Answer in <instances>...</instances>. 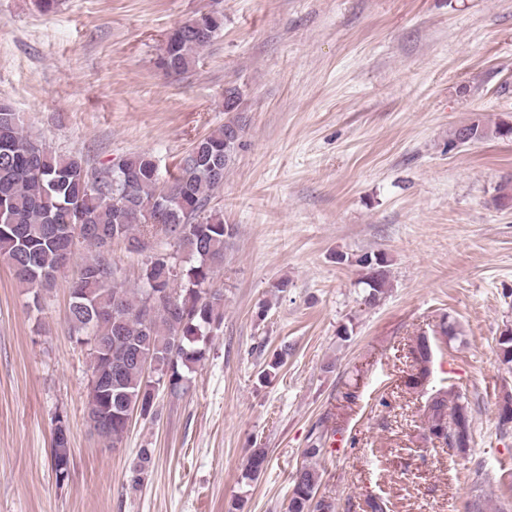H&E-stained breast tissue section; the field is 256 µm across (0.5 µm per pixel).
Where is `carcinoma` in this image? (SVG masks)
<instances>
[{"label":"carcinoma","instance_id":"1","mask_svg":"<svg viewBox=\"0 0 512 512\" xmlns=\"http://www.w3.org/2000/svg\"><path fill=\"white\" fill-rule=\"evenodd\" d=\"M224 29L218 10L197 12L175 27L161 49L159 65L183 74L198 54ZM242 93L224 89V124L196 139L179 165L163 181L149 152L122 156L106 166H91L79 154L61 156L26 133L12 103L0 101V260L41 311V294L56 274L84 256L70 284L69 321L76 343L91 339V379L87 419L90 427L117 447L128 430V415L155 414V396L165 388L184 390L187 374L206 356L209 337L224 320V289L213 287L224 267V245L233 227L211 206L215 189L243 147L237 115ZM472 142L512 136V126L489 129L479 123L457 129ZM152 225L165 248L146 256L139 285L118 283L112 242L122 240L140 253V228ZM363 270L362 300L373 305L386 293L387 260L378 253L356 259ZM501 362L512 365V328L499 338ZM414 373L407 385L423 386L430 375L433 347L421 336L409 350ZM288 348L274 355L260 373L269 380L284 363ZM423 418L430 440L464 452L472 442L469 403L453 389L439 388L427 398ZM326 432L310 435L307 463L292 476L288 512H336L335 503L318 496L320 474L311 460L320 456ZM70 445L52 441L54 470L71 463ZM267 451L251 450L243 479L254 481L265 469ZM153 463V451L139 449L131 481L139 484Z\"/></svg>","mask_w":512,"mask_h":512}]
</instances>
